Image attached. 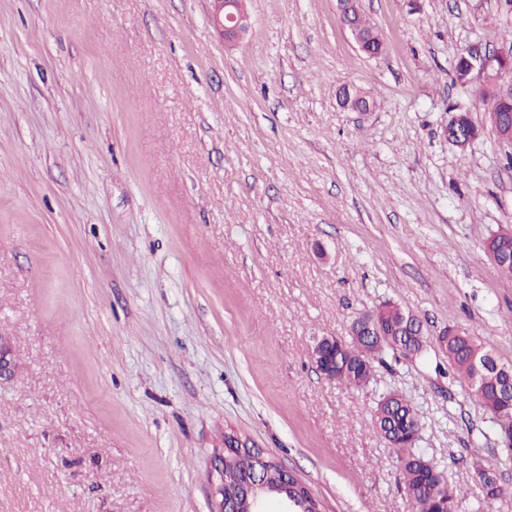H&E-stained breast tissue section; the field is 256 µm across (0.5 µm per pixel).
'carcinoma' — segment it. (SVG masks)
<instances>
[{"label":"carcinoma","instance_id":"carcinoma-1","mask_svg":"<svg viewBox=\"0 0 512 512\" xmlns=\"http://www.w3.org/2000/svg\"><path fill=\"white\" fill-rule=\"evenodd\" d=\"M357 38L363 48L377 56L384 51V43L378 33L367 23L354 20ZM487 246L502 253L512 248V231L492 234ZM379 313L384 337L383 347L376 346L374 339L359 327L358 334L350 340L336 339V364L345 370L341 377L328 375V379L345 386L362 388L373 377L375 363L383 364L384 353L391 351L406 358L421 360L426 353V337L422 325L407 320L409 311L399 304L385 300L373 308ZM441 349L456 375L466 385V395L473 398L476 374L473 359L476 356L491 362L495 356L485 349L478 337L466 328H450L439 337ZM507 396L501 390L500 374L490 369L483 382V398L479 401L490 415L494 429L512 430V407L505 403ZM373 420L381 437L388 443L400 445L397 449L399 467L403 475L406 494L415 505L425 504V496L435 493V499L448 502V506L458 508L465 498L466 491L445 480L426 457L423 451L415 449L420 429V419L412 401L402 394L390 392L376 404ZM253 464L248 456L240 457L234 465L227 467L224 492L233 493L238 484L252 472Z\"/></svg>","mask_w":512,"mask_h":512}]
</instances>
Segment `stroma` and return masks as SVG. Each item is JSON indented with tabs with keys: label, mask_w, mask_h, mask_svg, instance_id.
I'll return each mask as SVG.
<instances>
[{
	"label": "stroma",
	"mask_w": 512,
	"mask_h": 512,
	"mask_svg": "<svg viewBox=\"0 0 512 512\" xmlns=\"http://www.w3.org/2000/svg\"><path fill=\"white\" fill-rule=\"evenodd\" d=\"M225 45L213 0H0V512H218L235 431L323 512H415L372 410L398 391L418 442L478 512L482 460L512 512V451L438 338L469 328L512 363V279L486 239L512 229V147L487 122L512 34L505 0H248ZM345 86L370 92L342 108ZM481 134L458 148L448 107ZM391 299L427 361L385 354L362 389L321 375ZM339 20L343 26L353 28V22L357 30L358 41H361L363 48L371 52V56L380 55L384 51V43L378 33L368 24L353 16L361 15L357 0H338ZM362 16V15H361Z\"/></svg>",
	"instance_id": "35a3bbf8"
}]
</instances>
